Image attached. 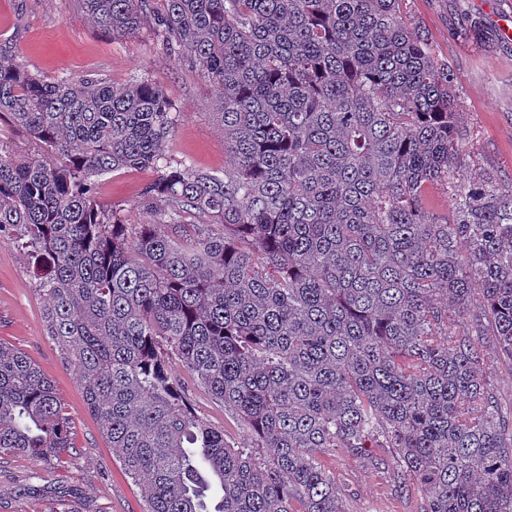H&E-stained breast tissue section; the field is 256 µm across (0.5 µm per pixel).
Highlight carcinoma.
<instances>
[{"label":"carcinoma","mask_w":512,"mask_h":512,"mask_svg":"<svg viewBox=\"0 0 512 512\" xmlns=\"http://www.w3.org/2000/svg\"><path fill=\"white\" fill-rule=\"evenodd\" d=\"M77 2L186 59L224 130L221 178L172 159L160 85L41 76L0 44V116L50 153L0 154V239L143 512H345L338 448L392 449L424 512H512V408L484 353L512 363V183L478 169L435 205L467 134L405 0ZM129 169L155 174L145 224L95 193ZM69 448L52 382L0 342V457ZM177 374L185 380L190 389L195 408L198 413L206 418L216 428L225 429L228 439L238 443L236 445L242 448H249L248 434L242 429L232 411L224 410V405L214 400L207 392L193 385L187 373L182 369H177ZM245 446V447H244Z\"/></svg>","instance_id":"obj_1"}]
</instances>
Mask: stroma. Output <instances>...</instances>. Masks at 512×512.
<instances>
[{"instance_id":"1","label":"stroma","mask_w":512,"mask_h":512,"mask_svg":"<svg viewBox=\"0 0 512 512\" xmlns=\"http://www.w3.org/2000/svg\"><path fill=\"white\" fill-rule=\"evenodd\" d=\"M411 30L426 39L438 64L454 75L459 124L473 135L481 167L512 179V42L500 40L501 17L512 0H406ZM0 43L35 73L103 78L118 85L148 77L164 87L180 114L171 154L215 175L224 173V135L213 115L208 84L184 59L156 50L148 32L118 40L95 26L75 0H0ZM148 171L121 170L96 184L104 206L121 205L127 223L146 211ZM22 250L0 241V341L23 351L52 380L70 419L72 447L44 465L18 454L0 460V512H143V493L112 456L88 412L84 390L46 334L43 302ZM191 395L198 413L239 446L248 434L232 411L200 388ZM346 512H422L420 488L397 477L387 449L359 457L337 449L325 458Z\"/></svg>"}]
</instances>
